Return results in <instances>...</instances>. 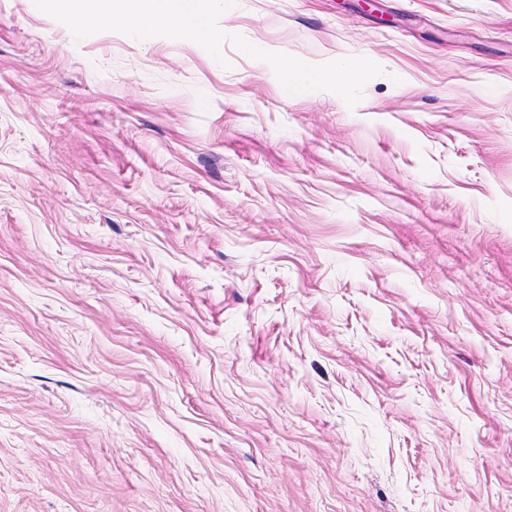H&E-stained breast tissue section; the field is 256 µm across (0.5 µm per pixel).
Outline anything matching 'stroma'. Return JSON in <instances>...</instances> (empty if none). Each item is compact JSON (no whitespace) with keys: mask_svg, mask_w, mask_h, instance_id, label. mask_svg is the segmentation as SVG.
I'll return each instance as SVG.
<instances>
[{"mask_svg":"<svg viewBox=\"0 0 512 512\" xmlns=\"http://www.w3.org/2000/svg\"><path fill=\"white\" fill-rule=\"evenodd\" d=\"M219 25L0 0V512H512V0Z\"/></svg>","mask_w":512,"mask_h":512,"instance_id":"35a3bbf8","label":"stroma"}]
</instances>
